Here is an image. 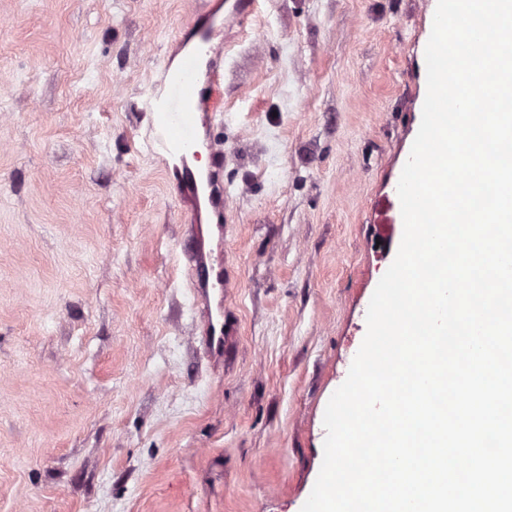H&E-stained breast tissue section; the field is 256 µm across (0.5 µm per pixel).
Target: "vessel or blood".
Here are the masks:
<instances>
[{"instance_id":"b4317fda","label":"vessel or blood","mask_w":512,"mask_h":512,"mask_svg":"<svg viewBox=\"0 0 512 512\" xmlns=\"http://www.w3.org/2000/svg\"><path fill=\"white\" fill-rule=\"evenodd\" d=\"M213 28L199 27L195 42L179 64H164L144 102L148 116L147 148L166 167L181 176L178 195L206 204L216 217V230L224 224V148L213 138H202L198 114L215 112V94L224 74L223 48L212 40ZM211 164L200 171L193 167L200 151ZM189 276L197 299L206 303L207 320L201 338L207 355L227 350L231 331L224 321V298L235 280L223 262L214 261L196 235L189 253Z\"/></svg>"}]
</instances>
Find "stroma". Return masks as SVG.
Returning <instances> with one entry per match:
<instances>
[{"mask_svg": "<svg viewBox=\"0 0 512 512\" xmlns=\"http://www.w3.org/2000/svg\"><path fill=\"white\" fill-rule=\"evenodd\" d=\"M223 0H0V512H301L403 235L435 0L220 30L236 334L212 360L155 71Z\"/></svg>", "mask_w": 512, "mask_h": 512, "instance_id": "stroma-1", "label": "stroma"}]
</instances>
